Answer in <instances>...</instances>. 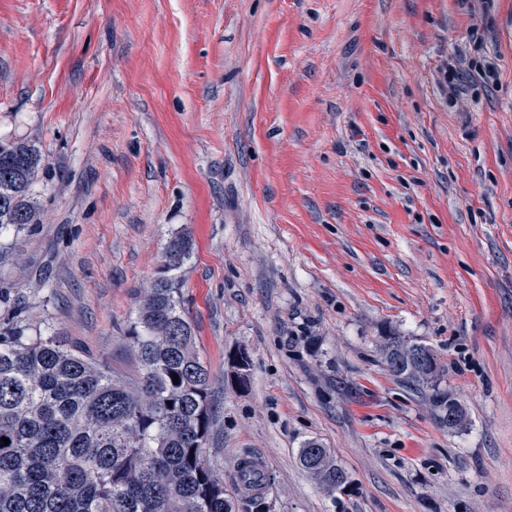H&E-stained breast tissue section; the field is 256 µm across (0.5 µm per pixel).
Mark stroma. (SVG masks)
I'll return each instance as SVG.
<instances>
[{"mask_svg":"<svg viewBox=\"0 0 512 512\" xmlns=\"http://www.w3.org/2000/svg\"><path fill=\"white\" fill-rule=\"evenodd\" d=\"M480 47L498 83L449 101L440 69ZM0 139L42 155L0 301L112 370L191 237L174 277L233 512H512V0H0ZM391 332L433 351L460 427L388 372ZM311 439L345 488L301 468Z\"/></svg>","mask_w":512,"mask_h":512,"instance_id":"obj_1","label":"stroma"}]
</instances>
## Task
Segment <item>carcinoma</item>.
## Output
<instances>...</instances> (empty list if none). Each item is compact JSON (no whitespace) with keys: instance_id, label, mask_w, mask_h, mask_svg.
<instances>
[{"instance_id":"1","label":"carcinoma","mask_w":512,"mask_h":512,"mask_svg":"<svg viewBox=\"0 0 512 512\" xmlns=\"http://www.w3.org/2000/svg\"><path fill=\"white\" fill-rule=\"evenodd\" d=\"M40 163L35 145L0 143V229L36 224ZM190 252L184 234L165 248L163 269L127 331L130 379L47 329L0 316V512H231L205 458L208 371L170 276ZM388 340L394 377L430 380L407 362L403 336ZM429 390L441 417L448 393ZM299 462L328 488L347 481L315 440Z\"/></svg>"}]
</instances>
